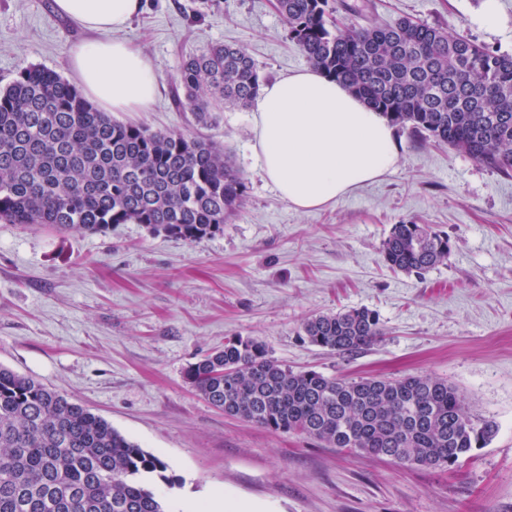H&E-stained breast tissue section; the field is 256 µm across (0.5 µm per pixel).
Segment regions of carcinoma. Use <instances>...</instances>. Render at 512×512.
Listing matches in <instances>:
<instances>
[{
	"label": "carcinoma",
	"instance_id": "obj_1",
	"mask_svg": "<svg viewBox=\"0 0 512 512\" xmlns=\"http://www.w3.org/2000/svg\"><path fill=\"white\" fill-rule=\"evenodd\" d=\"M288 37L322 74L421 140L445 143L484 165L512 170V55L403 17L340 27L330 0H278ZM179 80L198 123L229 105L247 108L262 78L242 48L217 42L183 60ZM246 182L210 140L117 121L58 73L22 69L0 88V221L98 233L142 224L193 245L224 229ZM448 235L394 224L387 266L423 274L448 261ZM308 341L338 356L385 335L366 307L307 317ZM224 414L292 432L397 466L452 468L493 439L448 380L423 375L337 378L294 371L266 345L224 341L186 371ZM166 463L67 395L0 366V512H166L145 482Z\"/></svg>",
	"mask_w": 512,
	"mask_h": 512
}]
</instances>
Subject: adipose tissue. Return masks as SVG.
<instances>
[{
  "label": "adipose tissue",
  "mask_w": 512,
  "mask_h": 512,
  "mask_svg": "<svg viewBox=\"0 0 512 512\" xmlns=\"http://www.w3.org/2000/svg\"><path fill=\"white\" fill-rule=\"evenodd\" d=\"M142 0H54V10L90 40L68 50L72 77L106 112H142L154 101L156 72L119 31ZM252 130L257 164L299 210L319 208L392 170L400 143L388 119L324 74L305 69L265 85Z\"/></svg>",
  "instance_id": "1"
}]
</instances>
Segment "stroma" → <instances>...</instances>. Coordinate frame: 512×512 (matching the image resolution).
<instances>
[{
	"mask_svg": "<svg viewBox=\"0 0 512 512\" xmlns=\"http://www.w3.org/2000/svg\"><path fill=\"white\" fill-rule=\"evenodd\" d=\"M339 25L410 17L512 54V0L500 24L483 0H340ZM121 36L159 75L146 112L117 118L189 131L229 152L245 204L195 245L140 224L103 233L0 223V365L67 393L167 464L153 490L166 507L215 491L258 512H512V173L398 128L395 170L326 207L299 212L263 177L251 109L202 126L179 107L177 68L215 42L245 49L263 80L309 68L274 0H144ZM52 0H0V87L28 66L69 77L83 39ZM447 234V263L394 272L381 249L392 225ZM376 311L382 341L351 357L308 342L306 317ZM233 336L263 341L293 370L448 379L498 433L453 469L399 467L225 416L187 383V367Z\"/></svg>",
	"mask_w": 512,
	"mask_h": 512,
	"instance_id": "stroma-1",
	"label": "stroma"
}]
</instances>
